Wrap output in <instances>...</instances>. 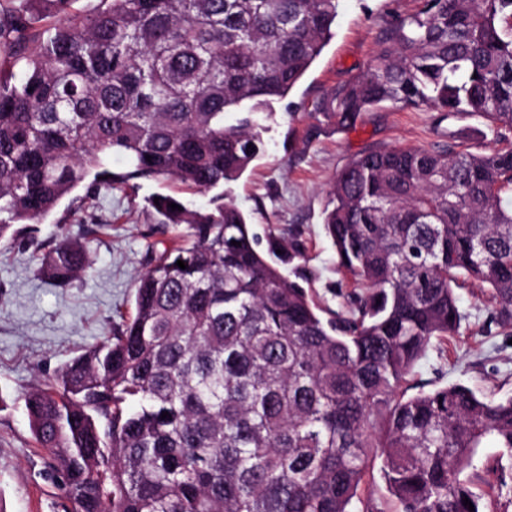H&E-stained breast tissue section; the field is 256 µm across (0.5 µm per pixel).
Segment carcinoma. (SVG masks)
<instances>
[{"label": "carcinoma", "mask_w": 512, "mask_h": 512, "mask_svg": "<svg viewBox=\"0 0 512 512\" xmlns=\"http://www.w3.org/2000/svg\"><path fill=\"white\" fill-rule=\"evenodd\" d=\"M80 2L0 0V238L85 185L216 194L204 211L159 195L182 243L148 245L121 329L24 395L69 512H385L362 493L377 460L397 512H484L465 470L488 442L512 452V398L414 375L460 329L469 281L512 328V0H422L309 114L353 129L427 105L484 118L499 144L344 164L323 211L352 278L341 312L267 257L298 244L262 252L224 193L264 150L257 113L334 37L339 0ZM89 265L64 239L39 269L64 286Z\"/></svg>", "instance_id": "1"}]
</instances>
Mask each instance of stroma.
<instances>
[{
  "label": "stroma",
  "mask_w": 512,
  "mask_h": 512,
  "mask_svg": "<svg viewBox=\"0 0 512 512\" xmlns=\"http://www.w3.org/2000/svg\"><path fill=\"white\" fill-rule=\"evenodd\" d=\"M420 0H340L335 36L283 102L264 134L266 149L230 192L259 236H295L302 257L282 265L303 277L314 301L341 309L351 278L338 270L322 224L326 189L352 155L372 146L437 147L455 143L474 152L494 146L485 119L430 108L389 107L366 113L355 129L323 128L312 135L307 114L336 86L370 64L387 20L414 12ZM170 194L207 208L211 196L163 178L138 179L101 190L88 207L76 190L37 224H21L0 238V512H65L67 502L36 447L23 395L51 377L80 350L109 334L120 315L133 311L138 277L146 269V244L178 242L177 231L161 224L150 205ZM81 241L91 265L61 288L38 273L42 253L62 236ZM465 315L458 333L431 349L418 367L420 379L437 386L468 385L496 399L512 397V331L490 319L487 295L472 285L459 291ZM480 492L505 504L512 496V455L488 444L474 460Z\"/></svg>",
  "instance_id": "35a3bbf8"
}]
</instances>
